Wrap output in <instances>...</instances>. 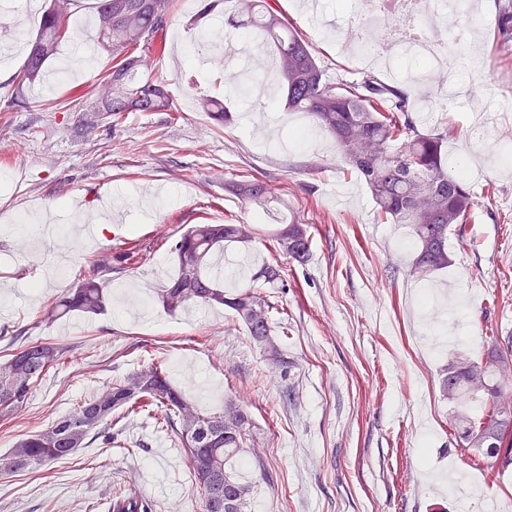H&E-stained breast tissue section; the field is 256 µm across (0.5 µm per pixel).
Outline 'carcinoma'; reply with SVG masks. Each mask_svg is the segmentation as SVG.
<instances>
[{
    "mask_svg": "<svg viewBox=\"0 0 512 512\" xmlns=\"http://www.w3.org/2000/svg\"><path fill=\"white\" fill-rule=\"evenodd\" d=\"M238 25L249 37L261 33L277 54L278 86L287 112H305L314 125L336 142L338 154L366 182L382 217L394 224L412 225L416 257L412 271L421 277L448 267V231L463 237L464 224L479 206L468 178L446 164L448 128H426L424 108L411 100L414 87L401 89L373 74L338 86L326 79L309 43L267 0H231ZM173 0H94L99 44L112 55L99 99L112 100L108 115L117 125L127 112H170L163 88L140 77L145 52L162 48ZM70 0H50L22 70L18 86L34 83L58 51L69 29ZM498 37L512 41V0L499 3ZM353 38L374 50L373 32L354 23ZM202 108L219 122L230 120L224 103L210 98ZM224 190L270 214L274 197L265 183L243 177L224 184ZM256 235L254 224H194L174 243L177 274L160 289L163 306L179 311L193 305H221L232 309L247 336L266 359L285 375L288 359L280 350L272 318L273 306L261 292L283 282L281 262L270 259L249 283L232 294L224 292L213 275L210 260L226 243L247 244ZM270 241L297 263L309 256V237L303 223L291 219L278 224ZM112 259L96 263L84 277L43 311L53 323L71 313L98 315L106 308V280ZM63 349L53 343L30 342L0 361V418L26 406L34 383L61 359ZM512 369V344L493 339L485 357L472 361L457 356L440 381L442 394L460 402L451 428L460 444L506 472L512 468V407L502 402V378ZM141 412L158 413L157 421L174 433L188 454L201 500V512H245L252 486L233 468L252 435L248 412L232 398L220 409L191 401L174 387L154 364L106 386L79 402L45 429L18 440L0 464L15 472L68 459L98 439L112 443L105 425L112 417ZM112 512H147L143 500L117 496Z\"/></svg>",
    "mask_w": 512,
    "mask_h": 512,
    "instance_id": "carcinoma-1",
    "label": "carcinoma"
}]
</instances>
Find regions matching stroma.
<instances>
[{
    "instance_id": "obj_1",
    "label": "stroma",
    "mask_w": 512,
    "mask_h": 512,
    "mask_svg": "<svg viewBox=\"0 0 512 512\" xmlns=\"http://www.w3.org/2000/svg\"><path fill=\"white\" fill-rule=\"evenodd\" d=\"M305 0H272L309 41L327 78H361L344 34L353 0H323L337 30H320ZM478 38L459 72L468 89L456 105L432 113L453 131L448 154L465 158L466 132L487 124L512 146L497 104L512 98V49L496 42L497 0H471ZM91 0H73V35L46 66L52 88L12 82L26 53L13 31L31 40L41 9L8 18L11 46L0 56V360L16 331L63 348L39 379L25 409L0 421V456L113 381L162 365L188 398L223 406L236 397L250 413L252 438L242 475L254 485L248 512H512V470L498 474L451 433L453 400L439 380L452 356L480 359L489 337L512 336V165L474 164L470 184L480 206L465 237L449 235L448 268L420 278L408 224L382 220L371 193L341 161L332 138H295L300 112L225 88L219 64L199 34L239 40L231 9L216 7L199 27L188 20L203 0H174L164 53L144 74L164 86L174 111L130 112L110 126L92 112L98 79L112 65L94 46L91 64L66 69L86 38ZM217 97L236 119L224 125L201 108ZM263 180L278 214L307 227L306 264L286 263L283 287L266 295L283 318L277 331L291 366L270 372L234 311L199 307L194 319L167 311L158 296L164 268L174 275V241L193 224H250L255 206L225 192L240 176ZM495 182L494 197L484 195ZM112 200L110 223L66 247L64 276L44 281L55 253L18 225L54 215L94 222L99 198ZM136 248L134 264L113 263L104 313H70L42 322L43 309L73 287L92 259ZM112 445L93 444L72 459L19 472L0 471V512H108L116 496L136 493L152 512H201L190 462L177 437L154 419H116Z\"/></svg>"
}]
</instances>
